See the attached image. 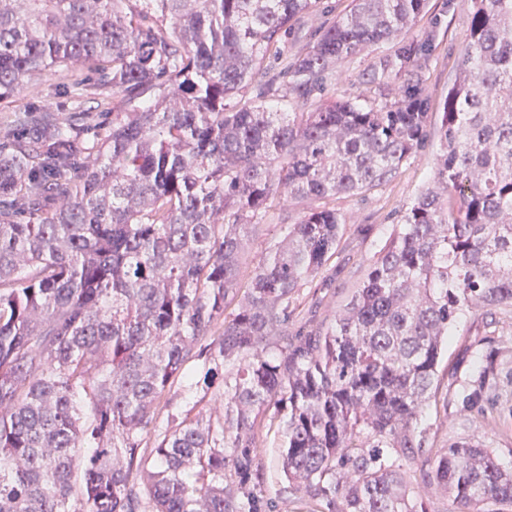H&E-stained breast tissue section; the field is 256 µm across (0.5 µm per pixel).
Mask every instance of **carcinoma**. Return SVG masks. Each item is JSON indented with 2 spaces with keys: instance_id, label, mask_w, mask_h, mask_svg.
Here are the masks:
<instances>
[{
  "instance_id": "cac0c4a2",
  "label": "carcinoma",
  "mask_w": 512,
  "mask_h": 512,
  "mask_svg": "<svg viewBox=\"0 0 512 512\" xmlns=\"http://www.w3.org/2000/svg\"><path fill=\"white\" fill-rule=\"evenodd\" d=\"M317 2L0 0V104L45 72L78 99L112 97L101 132L84 131L83 109L28 110L0 140V512H259L269 411L308 497L427 512L380 449L423 447L463 312L512 308V0H472L433 180L334 322L304 334L294 295L344 225L314 202L391 181L429 136L426 42L411 35L429 0H352L271 73ZM382 42L394 49L364 80L399 81L391 99L303 109L337 62ZM284 199L300 219L244 274L251 229ZM497 356L481 355L459 411L481 404ZM191 359L224 414L163 428L157 409ZM227 362L235 376L217 386ZM423 479L460 512L512 507V471L467 440Z\"/></svg>"
}]
</instances>
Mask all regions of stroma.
<instances>
[{
    "label": "stroma",
    "instance_id": "35a3bbf8",
    "mask_svg": "<svg viewBox=\"0 0 512 512\" xmlns=\"http://www.w3.org/2000/svg\"><path fill=\"white\" fill-rule=\"evenodd\" d=\"M352 0H320L315 12L299 19L288 37L287 49L296 52L314 44L322 28L350 10ZM470 0H429L427 13L412 30L414 36L432 35L422 75L431 103V128L440 124L439 111L461 65L467 42L466 17ZM392 43L382 42L342 59L315 100L339 94L369 98L373 91L363 75L375 57L387 54ZM76 100L54 76L38 78L33 92L13 98L0 106V135L11 127L15 113L46 110L66 119ZM439 150L438 137H430L403 163L389 183L354 194L336 196L330 202L345 219V230L336 253L314 282L296 295L297 323L305 330L328 326L350 299L367 273L374 254L384 244L401 214L419 190L433 176ZM295 205L279 208L275 217L253 229L243 257L244 270H251L261 255L280 238L281 227L295 223ZM499 351L495 364V385L489 390L481 410L459 412L455 400L487 348ZM425 443L414 455L386 448L382 454L404 472L410 493L421 498L428 512H458L457 505L439 486L422 481L426 460L453 440L478 441L496 455L499 463L512 469V311L476 308L458 320L442 351L433 387V397L421 422ZM282 441L278 426L264 429L257 450L262 471L261 512H328L325 503L295 493L288 485L281 465Z\"/></svg>",
    "mask_w": 512,
    "mask_h": 512
}]
</instances>
